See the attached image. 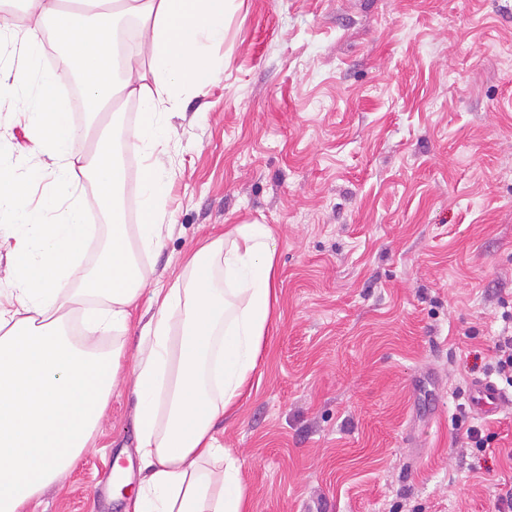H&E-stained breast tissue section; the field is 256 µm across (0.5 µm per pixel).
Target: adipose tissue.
Listing matches in <instances>:
<instances>
[{"instance_id":"obj_1","label":"adipose tissue","mask_w":512,"mask_h":512,"mask_svg":"<svg viewBox=\"0 0 512 512\" xmlns=\"http://www.w3.org/2000/svg\"><path fill=\"white\" fill-rule=\"evenodd\" d=\"M23 16L0 8V44L20 46L21 61L0 70V93L12 92L29 128L33 155L53 160L54 192L30 208L29 183H0V222L12 246L0 289V512H27L40 491L71 468L86 448L115 387L123 342L110 351L98 334L126 332L147 275L132 257L119 216L122 175L110 158L79 162L76 126L57 87L68 66L97 71L113 37L110 27L80 23L84 13L134 17L137 45L123 60L118 93L135 99L140 120L126 147L149 158L142 174L144 251L162 245L168 183L154 154L172 134L168 114L189 87L218 75L207 51L223 43L235 0H25ZM69 51L56 69L43 65L44 37ZM93 172L107 184L112 236L92 270L78 256L91 227L78 199ZM271 227L238 224L186 262L187 281L157 288L159 309L143 327L133 369L136 448L143 466L132 512H248L239 461L217 444V421L231 415L255 371L277 301V252ZM224 285L215 287L214 268ZM78 310L83 337L73 342L62 309Z\"/></svg>"}]
</instances>
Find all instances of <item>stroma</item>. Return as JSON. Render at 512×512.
Instances as JSON below:
<instances>
[{"mask_svg":"<svg viewBox=\"0 0 512 512\" xmlns=\"http://www.w3.org/2000/svg\"><path fill=\"white\" fill-rule=\"evenodd\" d=\"M218 78L188 88L163 157L174 229L138 253L149 288L125 374L76 465L30 512H127L141 479L131 370L155 288L236 224L275 233L278 302L250 393L219 422L251 512H496L512 410L468 404L512 331V0H236ZM101 114L74 155L108 148ZM18 121L0 125L23 177ZM80 192L111 226L92 174ZM477 426L486 450L467 437Z\"/></svg>","mask_w":512,"mask_h":512,"instance_id":"35a3bbf8","label":"stroma"}]
</instances>
